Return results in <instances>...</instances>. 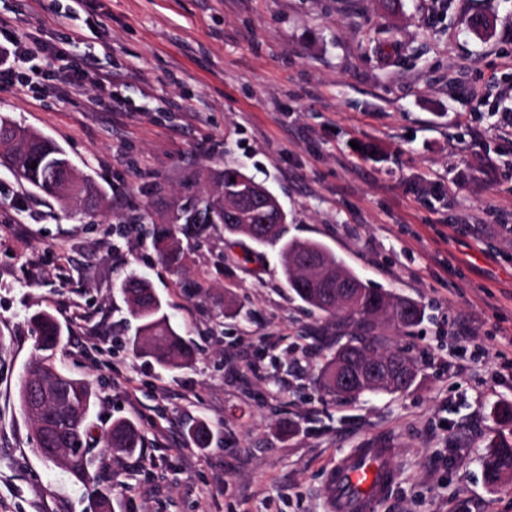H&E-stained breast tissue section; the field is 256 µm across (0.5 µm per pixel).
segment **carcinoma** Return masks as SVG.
<instances>
[{"mask_svg": "<svg viewBox=\"0 0 512 512\" xmlns=\"http://www.w3.org/2000/svg\"><path fill=\"white\" fill-rule=\"evenodd\" d=\"M0 158L14 162L16 175L46 195L58 197L74 213L91 214L102 203L95 186L86 178L74 176L69 182L57 180L64 172L68 157L53 141L40 133L18 126L6 118H0ZM35 168H30V165ZM249 178L240 164L227 165L222 172L223 188L235 190ZM266 211L258 199L235 214V218L224 212L222 196L202 194L190 206L181 209L172 223L159 226L153 231V245L161 262L170 268H180L184 252L177 240V232L197 229L206 224H222L227 234L235 238H246L260 246L278 248L282 260V273L287 287L305 304L317 307L316 297L322 288L308 287V280L290 259L307 257L322 252L334 262L338 257L323 243L315 240L288 239L284 225L259 240L253 233L261 230ZM345 272L355 288L357 303L345 311L347 318L368 324L379 319L384 299L390 294L368 287L350 268ZM132 315L140 322L138 334L132 341L135 354L151 358L164 369H177L189 365L194 359V349L172 327L166 312V303L157 295L148 278L130 273L122 283ZM400 304L409 308L405 312L397 309L384 321L396 326L416 325L422 316L420 307L413 301L396 297ZM35 338L36 358L31 360L19 383V402L24 414L31 420L32 432L39 435L34 441V451L47 457L54 451L66 447L65 469L83 483H92L89 452L73 450V445L85 444L89 439L86 413L90 407L92 390L82 379L60 372L54 364V355L62 342L60 323L50 313L38 311L29 318ZM112 435H104V443H112V449L132 452L143 445L138 427L129 420L117 419L110 427ZM189 438L199 448L209 444L210 430L197 424L188 430ZM485 482L498 486L512 474V440L498 439L493 447L481 457Z\"/></svg>", "mask_w": 512, "mask_h": 512, "instance_id": "1", "label": "carcinoma"}]
</instances>
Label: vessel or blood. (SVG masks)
I'll list each match as a JSON object with an SVG mask.
<instances>
[{
	"label": "vessel or blood",
	"mask_w": 512,
	"mask_h": 512,
	"mask_svg": "<svg viewBox=\"0 0 512 512\" xmlns=\"http://www.w3.org/2000/svg\"><path fill=\"white\" fill-rule=\"evenodd\" d=\"M386 448H357L339 459L332 469L334 494L331 512H371L374 502L385 496L395 480Z\"/></svg>",
	"instance_id": "b4317fda"
}]
</instances>
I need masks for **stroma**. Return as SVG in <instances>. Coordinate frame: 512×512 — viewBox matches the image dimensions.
<instances>
[{
    "label": "stroma",
    "instance_id": "35a3bbf8",
    "mask_svg": "<svg viewBox=\"0 0 512 512\" xmlns=\"http://www.w3.org/2000/svg\"><path fill=\"white\" fill-rule=\"evenodd\" d=\"M0 17L1 57L44 47L33 91L0 83V117L104 195L74 215L0 165V512H94L98 491L111 512H329L336 460L378 446L396 480L373 512H512V477L493 489L480 467L512 435L496 422L512 404V0H0ZM232 163L277 196L288 237L421 305L415 326L372 329L417 363L409 391L320 386L360 330L298 299L277 248L209 224L180 235V269L160 262L152 227ZM133 272L190 367L132 352ZM40 310L64 330L58 369L93 386L92 486L34 453L20 408ZM117 419L140 451L104 448Z\"/></svg>",
    "mask_w": 512,
    "mask_h": 512
}]
</instances>
